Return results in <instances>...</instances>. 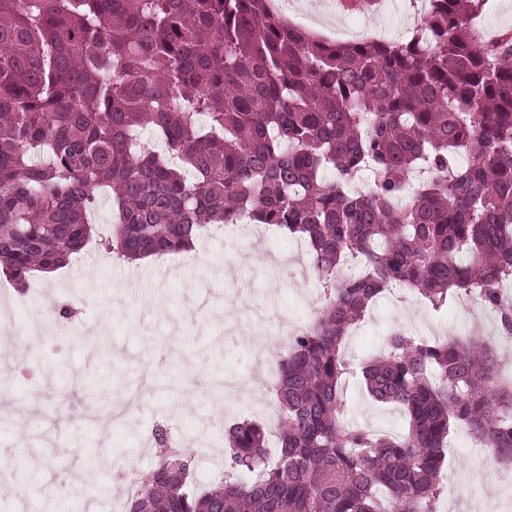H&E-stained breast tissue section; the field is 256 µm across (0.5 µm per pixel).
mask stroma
<instances>
[{
	"label": "stroma",
	"mask_w": 512,
	"mask_h": 512,
	"mask_svg": "<svg viewBox=\"0 0 512 512\" xmlns=\"http://www.w3.org/2000/svg\"><path fill=\"white\" fill-rule=\"evenodd\" d=\"M302 27L333 40L372 36L401 40L417 20L412 0H382L375 9L330 17L322 0H281ZM13 305L10 345L0 350V512H125L127 496L114 461L136 476L152 471L157 449L143 426L168 424L193 456L191 485L202 488L225 468V432L243 420L277 416L266 381L278 328L257 321L263 307L301 322L321 306L322 287L305 247L259 224L212 225L193 253L144 264L112 258L89 244L77 259L26 292L0 288ZM75 304L56 323V302ZM405 330L430 339L491 336L492 318L477 319L469 299L436 311L398 290L383 293L348 334L354 367L378 355L386 336ZM239 392L217 394L225 378ZM345 416L355 426L405 428L401 411L368 396L360 375L345 386ZM441 512H512V485L465 428L448 438Z\"/></svg>",
	"instance_id": "obj_1"
}]
</instances>
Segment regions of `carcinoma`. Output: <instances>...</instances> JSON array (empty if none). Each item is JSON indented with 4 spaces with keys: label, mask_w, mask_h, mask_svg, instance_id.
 I'll use <instances>...</instances> for the list:
<instances>
[{
    "label": "carcinoma",
    "mask_w": 512,
    "mask_h": 512,
    "mask_svg": "<svg viewBox=\"0 0 512 512\" xmlns=\"http://www.w3.org/2000/svg\"><path fill=\"white\" fill-rule=\"evenodd\" d=\"M487 3L429 0L405 40L340 42L271 0H0V272L18 289L85 251L107 192L119 259L247 218L302 240L323 290L279 348L278 457L240 422L229 470L192 490V457L160 429L127 512H440L456 426L512 461V384L488 338L391 332L361 375L405 431L343 418L342 342L392 285L437 311L480 290L512 336V36L483 40Z\"/></svg>",
    "instance_id": "carcinoma-1"
}]
</instances>
